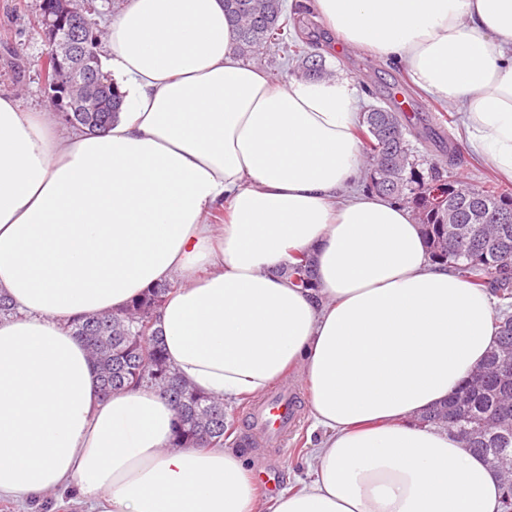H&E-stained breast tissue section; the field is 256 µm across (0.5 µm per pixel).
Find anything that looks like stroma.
<instances>
[{"instance_id":"stroma-1","label":"stroma","mask_w":512,"mask_h":512,"mask_svg":"<svg viewBox=\"0 0 512 512\" xmlns=\"http://www.w3.org/2000/svg\"><path fill=\"white\" fill-rule=\"evenodd\" d=\"M39 3L40 0H0V95L14 96L30 110L51 105L41 77V60L47 46L32 29ZM305 19L316 31L318 50L326 67L354 80L360 109L372 105L389 107L405 116L411 131L428 127L438 137L458 140L460 123L456 110L417 89L401 63L380 61L367 51L338 52L334 48L335 35L313 13H306ZM283 384L298 398L300 423L281 449L266 448L254 440L248 420L249 401H234L225 406L234 421L232 442L249 455L258 471H274L281 489L306 479L308 457L318 442V434L312 429L306 388L294 374L288 375Z\"/></svg>"}]
</instances>
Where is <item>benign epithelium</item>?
<instances>
[{
	"label": "benign epithelium",
	"mask_w": 512,
	"mask_h": 512,
	"mask_svg": "<svg viewBox=\"0 0 512 512\" xmlns=\"http://www.w3.org/2000/svg\"><path fill=\"white\" fill-rule=\"evenodd\" d=\"M74 11L64 8L55 14L48 12L39 17L41 36L47 44L46 57L54 66L66 67L79 77L81 85L88 91L97 90L100 85L92 59L85 54L83 29L72 20Z\"/></svg>",
	"instance_id": "obj_1"
}]
</instances>
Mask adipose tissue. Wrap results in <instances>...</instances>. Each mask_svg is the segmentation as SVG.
<instances>
[{"instance_id": "obj_1", "label": "adipose tissue", "mask_w": 512, "mask_h": 512, "mask_svg": "<svg viewBox=\"0 0 512 512\" xmlns=\"http://www.w3.org/2000/svg\"><path fill=\"white\" fill-rule=\"evenodd\" d=\"M341 48L405 65L512 179V0H311ZM224 0H125L102 70L112 125L0 97V499L89 512H498L503 476L419 423L496 344L490 300L431 263L406 206L358 190V90L239 59ZM224 221L209 223L215 210ZM312 255L319 288L279 266ZM172 283L167 356L197 390L309 394L310 477L261 498L235 448L176 447L158 390L103 396L73 320ZM62 502V505H61ZM19 511H27V512H85L87 511L86 507L75 499L65 500L62 498V501L59 499V496L56 494H50L47 497L45 503L41 506H37L36 508H32L31 506H27L22 509L10 503L8 501H0V512H19Z\"/></svg>"}]
</instances>
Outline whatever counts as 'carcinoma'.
I'll use <instances>...</instances> for the list:
<instances>
[{
	"instance_id": "carcinoma-1",
	"label": "carcinoma",
	"mask_w": 512,
	"mask_h": 512,
	"mask_svg": "<svg viewBox=\"0 0 512 512\" xmlns=\"http://www.w3.org/2000/svg\"><path fill=\"white\" fill-rule=\"evenodd\" d=\"M224 11L237 31L239 57L257 62L279 48L298 62L297 76L326 78L330 72L315 64L307 48L317 45L302 21V10L287 13L284 0H224ZM93 112H79L82 87L57 84L54 65H48L45 91L58 116L67 124L90 132L104 130L121 108V96L108 75ZM357 137L366 163L369 188L408 205L422 227L432 262L452 268L471 287L498 299L497 344L483 362L482 382L468 379L443 405L421 416L437 424L441 416L455 430L468 428L463 443L490 460L499 453L512 454V382L502 378L501 365L512 363V189L491 182L453 185L455 205L444 210L428 207L436 191L448 192V169L462 163L460 150L448 146V163L430 162L412 144L401 114L376 107L360 115ZM302 290L317 288L314 260L295 254L281 268ZM170 286L148 289L125 309L93 314L75 321L73 332L87 346L101 390L114 391L142 385L155 387L174 405L178 428L174 444L222 446L231 428L224 402L195 389L169 362L157 329L161 305Z\"/></svg>"
}]
</instances>
